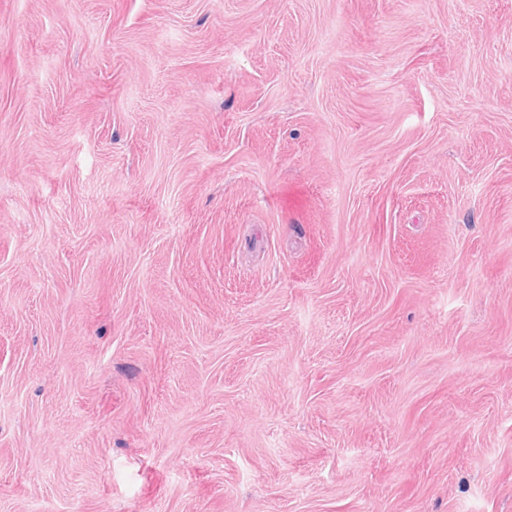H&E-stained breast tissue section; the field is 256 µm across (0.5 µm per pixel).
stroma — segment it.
I'll return each instance as SVG.
<instances>
[{
	"label": "stroma",
	"instance_id": "stroma-1",
	"mask_svg": "<svg viewBox=\"0 0 512 512\" xmlns=\"http://www.w3.org/2000/svg\"><path fill=\"white\" fill-rule=\"evenodd\" d=\"M0 512H512V0H0Z\"/></svg>",
	"mask_w": 512,
	"mask_h": 512
}]
</instances>
